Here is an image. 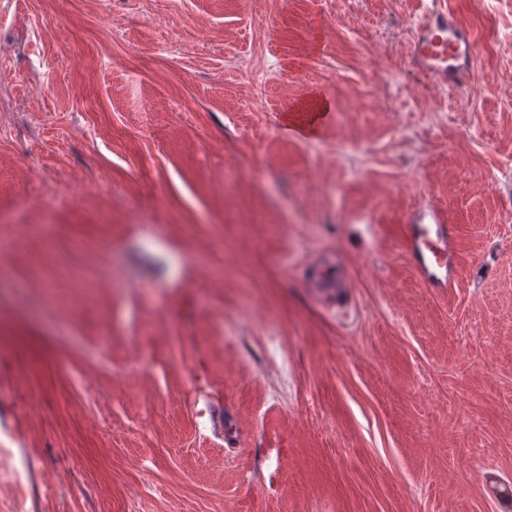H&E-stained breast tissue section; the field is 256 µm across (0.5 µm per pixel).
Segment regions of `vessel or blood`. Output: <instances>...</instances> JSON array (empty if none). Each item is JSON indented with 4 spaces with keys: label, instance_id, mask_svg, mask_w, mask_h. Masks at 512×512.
Segmentation results:
<instances>
[{
    "label": "vessel or blood",
    "instance_id": "vessel-or-blood-1",
    "mask_svg": "<svg viewBox=\"0 0 512 512\" xmlns=\"http://www.w3.org/2000/svg\"><path fill=\"white\" fill-rule=\"evenodd\" d=\"M413 58L418 68L442 85L461 90L473 79V45L445 9H433L418 27ZM415 245L427 250L437 267L454 263L452 248L440 242L425 236Z\"/></svg>",
    "mask_w": 512,
    "mask_h": 512
}]
</instances>
